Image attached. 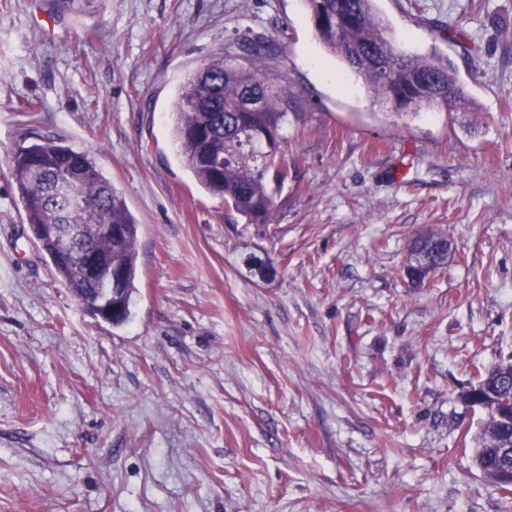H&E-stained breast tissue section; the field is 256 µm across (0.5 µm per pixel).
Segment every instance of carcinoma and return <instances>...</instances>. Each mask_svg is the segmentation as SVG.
Listing matches in <instances>:
<instances>
[{"mask_svg":"<svg viewBox=\"0 0 512 512\" xmlns=\"http://www.w3.org/2000/svg\"><path fill=\"white\" fill-rule=\"evenodd\" d=\"M312 19L324 15L316 29L325 48L342 60L375 96L397 112L423 107L455 110L469 102L455 69L435 53L411 56L386 37V26L374 0H305ZM91 0H51L57 16L79 14ZM247 64L213 57L184 81L174 102L172 121L184 162L194 179L249 224H268L273 198L267 183L276 162H267L263 139H283L282 128L296 99L284 80L265 68L270 44L256 40L242 45ZM9 172L19 192L27 224L86 225L84 237L64 242L40 238L56 276L73 294L111 293V283L84 274L90 248L102 259L121 263L122 314L118 327L131 316L136 290L138 224L112 182L88 154L45 142L20 147L9 158ZM97 224H114L126 233L98 234ZM496 393L500 409L482 408L484 418L471 438L473 460L486 480L502 467V450L512 448V425H503L497 411L512 416V359L487 368L472 382Z\"/></svg>","mask_w":512,"mask_h":512,"instance_id":"cac0c4a2","label":"carcinoma"}]
</instances>
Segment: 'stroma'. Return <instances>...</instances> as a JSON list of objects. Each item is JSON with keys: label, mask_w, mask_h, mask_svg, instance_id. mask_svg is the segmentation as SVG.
I'll return each instance as SVG.
<instances>
[{"label": "stroma", "mask_w": 512, "mask_h": 512, "mask_svg": "<svg viewBox=\"0 0 512 512\" xmlns=\"http://www.w3.org/2000/svg\"><path fill=\"white\" fill-rule=\"evenodd\" d=\"M470 105L399 113L304 0H0V512H512L465 450L461 392L512 357V0H375ZM274 46L288 114L272 223L199 185L172 134L205 60ZM88 153L139 225L128 323L87 312L8 159ZM457 254L418 287L412 239ZM269 256L275 274H241Z\"/></svg>", "instance_id": "35a3bbf8"}]
</instances>
